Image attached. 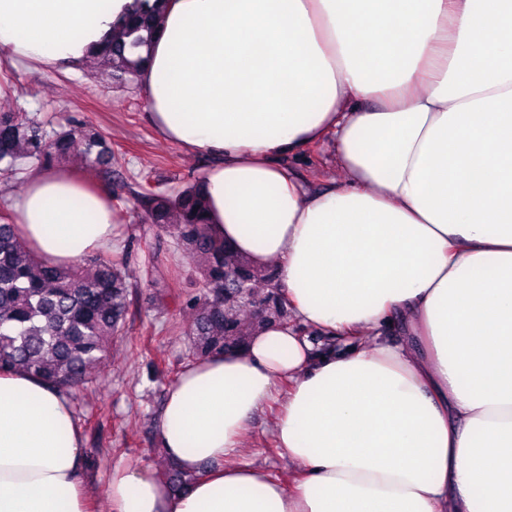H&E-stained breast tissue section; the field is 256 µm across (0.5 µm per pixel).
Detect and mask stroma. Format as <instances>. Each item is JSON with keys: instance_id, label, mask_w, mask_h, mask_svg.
I'll return each mask as SVG.
<instances>
[{"instance_id": "35a3bbf8", "label": "stroma", "mask_w": 512, "mask_h": 512, "mask_svg": "<svg viewBox=\"0 0 512 512\" xmlns=\"http://www.w3.org/2000/svg\"><path fill=\"white\" fill-rule=\"evenodd\" d=\"M26 112L46 129L85 122L99 131L118 163L111 177H103L78 154L61 159L93 179L109 199L119 200L124 213L114 226L113 252L127 254V275L137 288L131 308L129 336L113 341L106 367L94 388L72 398L87 452L95 465L85 468L96 512H107L113 465L143 462L162 473L164 455L157 441V424L168 386L187 363L184 329L192 311L176 309L171 296L192 290L193 268L179 253L175 239L145 224L137 193L143 176L167 187L203 175L212 160L192 155L164 139L149 123L144 93L136 83H114L109 71L89 60L70 70L48 69L29 63L0 61V112ZM158 245L159 267L169 290L151 286L137 255L146 245ZM153 336L151 354H138L131 340ZM273 408H266L251 424L248 445L256 466L283 480L292 469L279 455Z\"/></svg>"}]
</instances>
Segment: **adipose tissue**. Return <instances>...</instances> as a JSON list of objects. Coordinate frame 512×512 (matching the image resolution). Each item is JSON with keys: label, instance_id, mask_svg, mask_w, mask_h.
<instances>
[{"label": "adipose tissue", "instance_id": "adipose-tissue-1", "mask_svg": "<svg viewBox=\"0 0 512 512\" xmlns=\"http://www.w3.org/2000/svg\"><path fill=\"white\" fill-rule=\"evenodd\" d=\"M138 5L0 0V56L71 67ZM147 56L153 127L213 160L209 234L293 318L182 369L158 440L201 479L115 466L108 512H512V0H171ZM327 140L324 188L282 165ZM15 211L49 263L112 245L70 171L30 170ZM274 401L288 483L248 460ZM84 457L65 393L0 375V512H93Z\"/></svg>", "mask_w": 512, "mask_h": 512}]
</instances>
